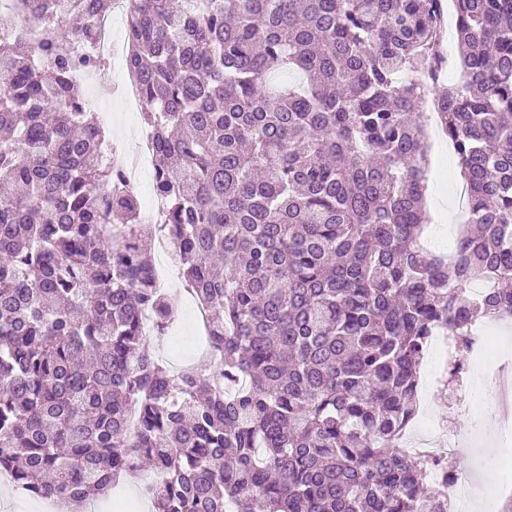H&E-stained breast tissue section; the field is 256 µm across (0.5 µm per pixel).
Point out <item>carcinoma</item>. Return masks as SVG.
<instances>
[{
  "instance_id": "obj_1",
  "label": "carcinoma",
  "mask_w": 512,
  "mask_h": 512,
  "mask_svg": "<svg viewBox=\"0 0 512 512\" xmlns=\"http://www.w3.org/2000/svg\"><path fill=\"white\" fill-rule=\"evenodd\" d=\"M24 2L40 42L0 34V474L63 512L143 469L152 512H448L445 458L399 442L432 337L512 319V0H455L464 80L440 91V0H130L162 224L73 78L104 64L69 48L110 0ZM431 92L469 215L446 255ZM161 234L205 371L145 348L144 313L158 341L178 318ZM447 158L448 164V175L452 172L453 180L449 178L441 179L433 174V171L439 165L440 157ZM431 170L428 184L427 198V209L431 219L430 225L426 229V246L432 251H440L446 249L452 239H455L459 231V222L457 213L453 219V222L447 224H441L437 220L439 215L434 211L432 206H440L448 213V207L451 206L454 209L455 205V191L462 188L459 181L456 179V158L452 151L448 150L447 142H435L431 146Z\"/></svg>"
}]
</instances>
